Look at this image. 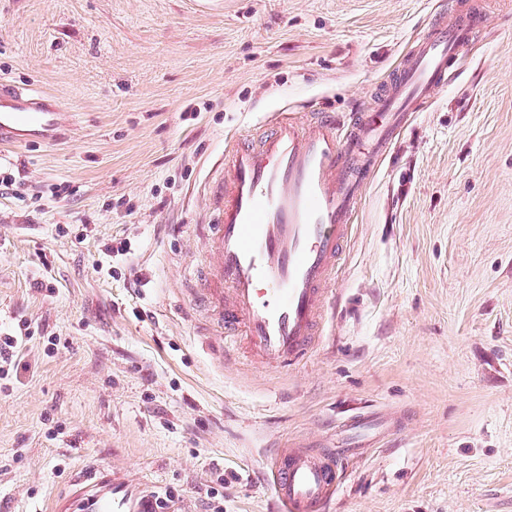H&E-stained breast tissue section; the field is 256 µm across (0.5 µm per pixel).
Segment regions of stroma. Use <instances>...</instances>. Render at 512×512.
Segmentation results:
<instances>
[{"label": "stroma", "instance_id": "obj_1", "mask_svg": "<svg viewBox=\"0 0 512 512\" xmlns=\"http://www.w3.org/2000/svg\"><path fill=\"white\" fill-rule=\"evenodd\" d=\"M449 0H0V83L71 114L0 147V512H56L91 469L170 512H268L266 460L404 429L342 463L329 512H512V0L415 113L352 219L300 362L225 347L200 293L214 169L282 107H368ZM128 251H120V244ZM115 245L105 256V245ZM0 375L2 362L8 365L16 363L23 344V336H15L9 333L0 334ZM3 335V336H2Z\"/></svg>", "mask_w": 512, "mask_h": 512}]
</instances>
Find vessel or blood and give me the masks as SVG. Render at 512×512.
I'll use <instances>...</instances> for the list:
<instances>
[{
  "label": "vessel or blood",
  "instance_id": "vessel-or-blood-1",
  "mask_svg": "<svg viewBox=\"0 0 512 512\" xmlns=\"http://www.w3.org/2000/svg\"><path fill=\"white\" fill-rule=\"evenodd\" d=\"M489 25L472 0H457L417 38L374 104L342 121L280 111L254 125L216 176V233L209 296L227 340L244 337L262 364L280 368L320 336L350 219L385 153L415 112L448 80L449 67ZM68 115L53 97L0 88V144L53 140ZM377 433L364 418L348 448L281 449L269 464L280 512H325L342 479L340 461ZM68 512H157L153 494L109 471L79 488Z\"/></svg>",
  "mask_w": 512,
  "mask_h": 512
}]
</instances>
